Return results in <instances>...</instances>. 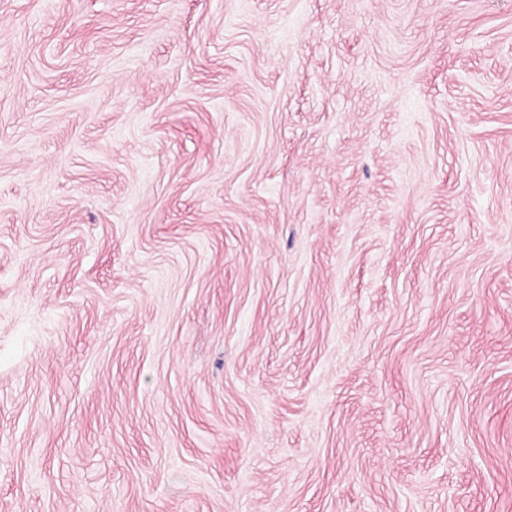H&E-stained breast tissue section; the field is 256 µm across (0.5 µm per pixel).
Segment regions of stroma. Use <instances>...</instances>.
<instances>
[{"mask_svg": "<svg viewBox=\"0 0 512 512\" xmlns=\"http://www.w3.org/2000/svg\"><path fill=\"white\" fill-rule=\"evenodd\" d=\"M0 512H512V0H0Z\"/></svg>", "mask_w": 512, "mask_h": 512, "instance_id": "1", "label": "stroma"}]
</instances>
